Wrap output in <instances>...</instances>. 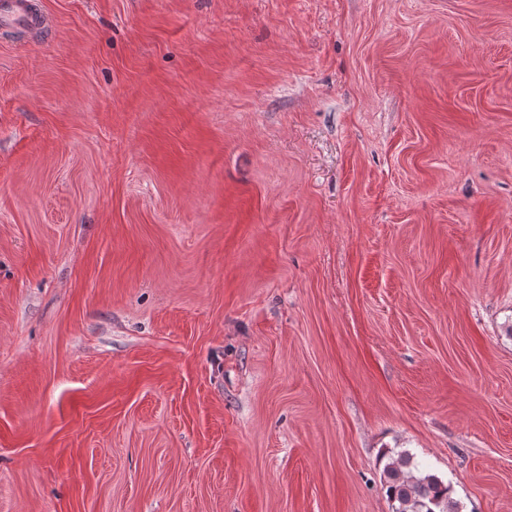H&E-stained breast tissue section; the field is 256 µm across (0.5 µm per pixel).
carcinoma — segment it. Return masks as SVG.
<instances>
[{"label": "carcinoma", "instance_id": "carcinoma-1", "mask_svg": "<svg viewBox=\"0 0 512 512\" xmlns=\"http://www.w3.org/2000/svg\"><path fill=\"white\" fill-rule=\"evenodd\" d=\"M383 487L392 512H459L450 485L400 453L386 464Z\"/></svg>", "mask_w": 512, "mask_h": 512}]
</instances>
